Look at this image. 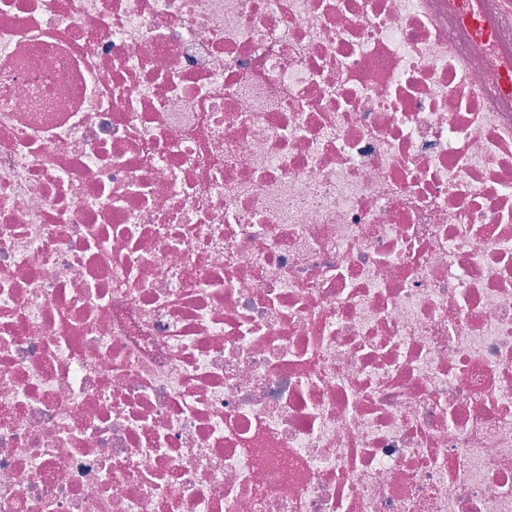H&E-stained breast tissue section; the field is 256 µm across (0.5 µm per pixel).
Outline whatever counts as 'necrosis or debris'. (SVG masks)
Returning a JSON list of instances; mask_svg holds the SVG:
<instances>
[{
	"instance_id": "1",
	"label": "necrosis or debris",
	"mask_w": 512,
	"mask_h": 512,
	"mask_svg": "<svg viewBox=\"0 0 512 512\" xmlns=\"http://www.w3.org/2000/svg\"><path fill=\"white\" fill-rule=\"evenodd\" d=\"M512 0H0V512H512Z\"/></svg>"
}]
</instances>
